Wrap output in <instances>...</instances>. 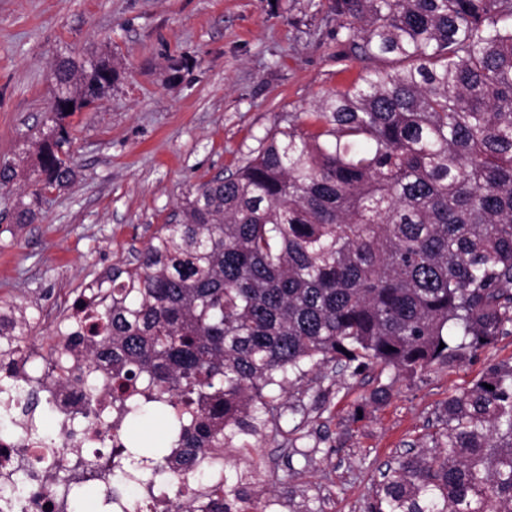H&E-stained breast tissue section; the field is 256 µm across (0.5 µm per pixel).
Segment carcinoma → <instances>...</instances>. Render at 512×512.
Returning a JSON list of instances; mask_svg holds the SVG:
<instances>
[{"label":"carcinoma","mask_w":512,"mask_h":512,"mask_svg":"<svg viewBox=\"0 0 512 512\" xmlns=\"http://www.w3.org/2000/svg\"><path fill=\"white\" fill-rule=\"evenodd\" d=\"M341 43L374 62L288 114L229 175L198 184L136 264L115 269L77 381L112 367L136 428L103 503L131 481L178 485L213 448L261 447L279 395L309 373L452 365L512 328V0H329ZM112 61L61 60L35 141L29 224L74 179L68 104L112 88ZM445 347H440V344ZM0 348V413L12 362ZM167 418L155 458L122 459ZM433 454L383 475L367 512H512V364L448 397ZM250 481L224 478L213 512Z\"/></svg>","instance_id":"cac0c4a2"}]
</instances>
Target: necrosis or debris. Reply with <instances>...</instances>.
Returning <instances> with one entry per match:
<instances>
[{
  "label": "necrosis or debris",
  "mask_w": 512,
  "mask_h": 512,
  "mask_svg": "<svg viewBox=\"0 0 512 512\" xmlns=\"http://www.w3.org/2000/svg\"><path fill=\"white\" fill-rule=\"evenodd\" d=\"M89 353L88 347L77 346L65 354L51 348L25 349L15 355L10 436L0 442V512H71L58 489V474L64 471L80 480L89 463L108 456L117 446L124 418L105 384L88 392L73 382ZM37 358L46 367L42 386L56 423L54 434L43 440L29 434V369ZM18 469L29 472L27 485L11 484Z\"/></svg>",
  "instance_id": "necrosis-or-debris-1"
}]
</instances>
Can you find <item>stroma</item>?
<instances>
[{
    "label": "stroma",
    "instance_id": "obj_1",
    "mask_svg": "<svg viewBox=\"0 0 512 512\" xmlns=\"http://www.w3.org/2000/svg\"><path fill=\"white\" fill-rule=\"evenodd\" d=\"M336 27L327 0H0V161L18 171L0 187V301L42 319L127 267L190 190L227 176L288 113L312 111L367 67ZM95 55L116 78L96 108L69 119L76 176L33 223H16L54 66ZM500 362L512 363V333L413 375L315 378L292 391L297 413L255 450V480L279 512H366L386 463L431 454L448 396ZM382 386L388 396L374 401Z\"/></svg>",
    "mask_w": 512,
    "mask_h": 512
}]
</instances>
